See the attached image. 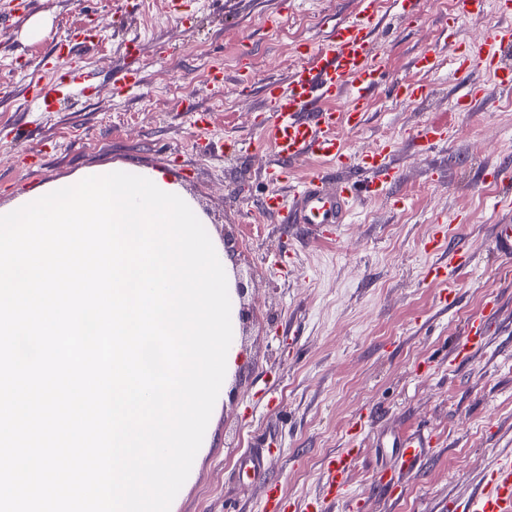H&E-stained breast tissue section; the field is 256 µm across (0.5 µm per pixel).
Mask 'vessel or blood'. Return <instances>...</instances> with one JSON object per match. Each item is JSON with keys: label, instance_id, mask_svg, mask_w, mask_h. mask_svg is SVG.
Returning <instances> with one entry per match:
<instances>
[{"label": "vessel or blood", "instance_id": "b4317fda", "mask_svg": "<svg viewBox=\"0 0 512 512\" xmlns=\"http://www.w3.org/2000/svg\"><path fill=\"white\" fill-rule=\"evenodd\" d=\"M362 4L357 17L332 25L322 43L305 48L307 60L295 69L287 85L267 83L262 87L265 110L270 114L265 144L274 155L271 177L276 182L287 181L289 162L308 157L324 159L337 168L353 165L371 173L372 179L365 189L373 195L380 194L396 177L389 161L390 147L377 148L354 159L337 135L338 129L362 121L379 83L381 63L372 38L379 22L377 3L362 0ZM509 49L512 26H495L460 53L458 69L464 72L475 65L483 67L497 88L511 90L512 63L504 59ZM87 93L85 75L74 71L68 78L44 83L35 100L45 103L60 96L83 98ZM340 96L345 97V105L339 109L329 107V100ZM328 181L327 173L312 172L294 191L291 202L274 194L268 197L266 206L277 212L285 224L345 223L352 208L354 185L345 182L332 189ZM469 261V255L455 254L448 267L431 268L430 275L433 281L452 288L456 269ZM425 446L420 438H398L393 440L390 452L402 468L412 470L417 468ZM352 458V452L347 450L331 463L328 496H343ZM460 512H512L511 459L487 477L480 492Z\"/></svg>", "mask_w": 512, "mask_h": 512}]
</instances>
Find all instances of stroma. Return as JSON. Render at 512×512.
<instances>
[{
	"label": "stroma",
	"instance_id": "1",
	"mask_svg": "<svg viewBox=\"0 0 512 512\" xmlns=\"http://www.w3.org/2000/svg\"><path fill=\"white\" fill-rule=\"evenodd\" d=\"M134 2L39 0L23 11L19 0H0V204L83 167L133 162L167 171L205 213L206 231L236 245L254 318L237 338L241 360L212 412L211 443L172 512H264L270 483L298 505L320 499L322 512L466 503L512 459V259L493 242L495 225L512 224V214L494 211L498 187L484 178L512 166V90L493 88L480 67L455 73L459 46L500 22V0H486L479 16L458 0H422L410 23L381 0L374 41L385 79L365 124L341 136L353 154L392 145L398 178L381 195L358 192L338 228L283 224L266 208L277 186L267 177L261 87L287 82L301 46L355 17L359 0H191L185 10L173 0ZM34 15L50 20L36 42L25 35ZM133 39L134 60L125 54ZM72 40L80 55H49ZM426 47L442 57L429 73L414 66ZM133 64L140 82L113 88L112 72ZM50 67L89 73L94 92L28 111ZM411 80L431 94L399 98L397 84ZM475 86L486 96L460 111ZM430 121L450 127L451 138L424 153L413 134ZM442 231L446 242L430 250ZM457 249L472 260L457 270L447 307L428 270ZM491 300L498 318L485 344L456 360L466 323ZM414 433L429 440L420 467L378 491L379 444ZM351 444L348 495L327 498L326 463ZM254 448L266 459L255 479L238 463Z\"/></svg>",
	"mask_w": 512,
	"mask_h": 512
}]
</instances>
